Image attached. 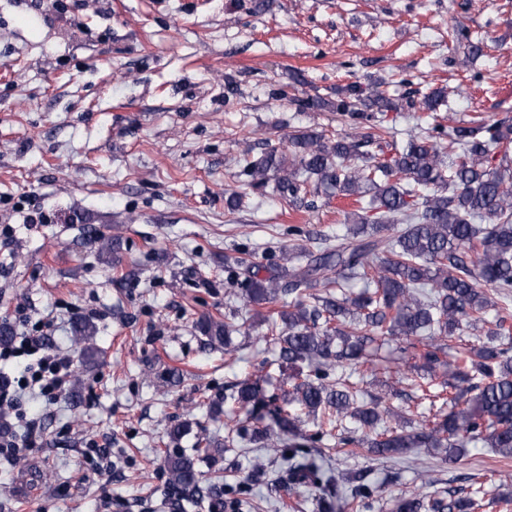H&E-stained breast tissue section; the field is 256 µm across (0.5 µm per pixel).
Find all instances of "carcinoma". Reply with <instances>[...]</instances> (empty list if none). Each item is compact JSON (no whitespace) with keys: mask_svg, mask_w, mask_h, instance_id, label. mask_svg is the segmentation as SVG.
Masks as SVG:
<instances>
[{"mask_svg":"<svg viewBox=\"0 0 512 512\" xmlns=\"http://www.w3.org/2000/svg\"><path fill=\"white\" fill-rule=\"evenodd\" d=\"M441 90L419 104L436 110ZM311 109L329 108L350 131L328 137L295 131L288 135L292 158L271 149L245 166L251 185L263 188L274 173L289 205L315 208L307 187L354 197L356 224L343 234L320 237L316 250L291 249L264 279L240 280L251 262L241 257L229 267V284L241 287L249 302L271 305L264 316V340L278 348V359L297 369L290 388L270 396L266 421L260 378L246 377L224 396V416L235 433L287 462L288 484L316 480L310 465L296 459L298 448L336 445L353 455L365 450L393 458L413 448L440 449L448 460L482 444L512 459V126L500 120L475 126L433 124L378 160L375 149L394 136L374 124V109L393 108L381 85L351 82L336 99L311 98ZM369 132L361 133L359 129ZM363 284L353 294L352 283ZM492 319H487L489 310ZM491 324L487 340L458 342L465 328ZM210 317L197 322L208 345L234 356L231 335L246 327ZM71 331L78 342L90 340L96 326L79 317ZM410 341L415 399L427 405L417 426L387 403L384 395L364 397L353 374L371 362L367 347L379 338ZM453 357L448 363L447 357ZM451 367L448 380L434 382L437 369ZM312 420L314 429L300 426ZM291 453H286V449ZM224 448L202 432L192 453L163 452L173 489L192 500L219 491L232 496L237 512H262L250 497L249 475L235 482L202 486L198 465ZM503 485L491 471L481 482L452 491H415L394 500L392 512H479L484 507L512 512V495L489 494ZM372 490L357 485L347 500L351 512H368Z\"/></svg>","mask_w":512,"mask_h":512,"instance_id":"1","label":"carcinoma"}]
</instances>
